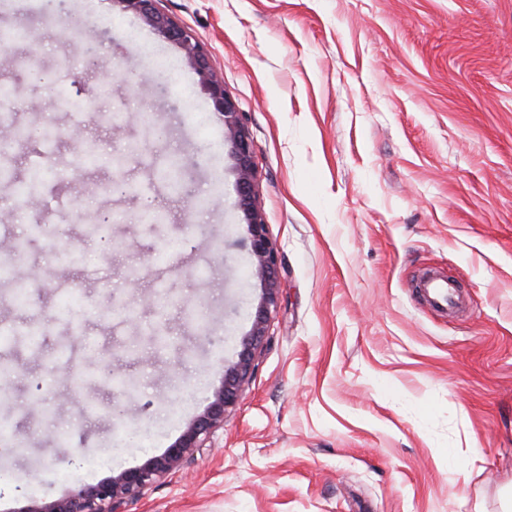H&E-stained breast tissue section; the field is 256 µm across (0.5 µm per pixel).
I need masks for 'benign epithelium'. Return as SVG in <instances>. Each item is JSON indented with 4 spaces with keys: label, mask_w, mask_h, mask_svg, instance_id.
<instances>
[{
    "label": "benign epithelium",
    "mask_w": 512,
    "mask_h": 512,
    "mask_svg": "<svg viewBox=\"0 0 512 512\" xmlns=\"http://www.w3.org/2000/svg\"><path fill=\"white\" fill-rule=\"evenodd\" d=\"M113 2L118 4L121 12L138 16L155 33L182 50L186 61L206 88L214 111L222 117L224 143L229 146L234 161L236 206L243 212L248 224L253 270L263 282V293L250 334L242 340L237 361L224 368V384L214 393L213 400L204 412L188 425L179 439L163 454L150 457L138 467L126 469L94 484L82 483L61 498H32L20 512H118L123 503L140 497L159 477L179 469L189 452L202 447L212 429L224 423L226 412L238 403L244 384L254 373L255 351L266 336L269 315L277 310L279 304L277 274L280 258L256 205L257 170L253 161L252 138L244 114L239 112L237 102L224 89V81L212 72L191 33L176 26L157 11L155 0Z\"/></svg>",
    "instance_id": "benign-epithelium-1"
}]
</instances>
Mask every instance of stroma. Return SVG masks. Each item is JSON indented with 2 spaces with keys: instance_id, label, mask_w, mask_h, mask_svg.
Segmentation results:
<instances>
[{
  "instance_id": "obj_1",
  "label": "stroma",
  "mask_w": 512,
  "mask_h": 512,
  "mask_svg": "<svg viewBox=\"0 0 512 512\" xmlns=\"http://www.w3.org/2000/svg\"><path fill=\"white\" fill-rule=\"evenodd\" d=\"M157 6L194 35L245 116L280 306L223 426L121 512H504L512 0ZM1 25L21 33L0 50L19 124L73 123L21 69L29 57L54 77L70 68L99 115L51 149L14 146L17 178L55 166L34 206L18 209L0 183V259L22 241L20 265L42 272L25 302L0 285L12 328L0 338V424L24 444L0 446V474L27 492H5L0 512H19L162 454L223 385L263 283L222 119L177 45L112 0H69L58 19L40 0H0ZM102 210L115 217L105 235L87 224ZM427 271L458 281L462 310L419 295ZM72 317L100 362L70 337ZM67 340L71 359H54ZM37 378L50 411L30 405Z\"/></svg>"
}]
</instances>
